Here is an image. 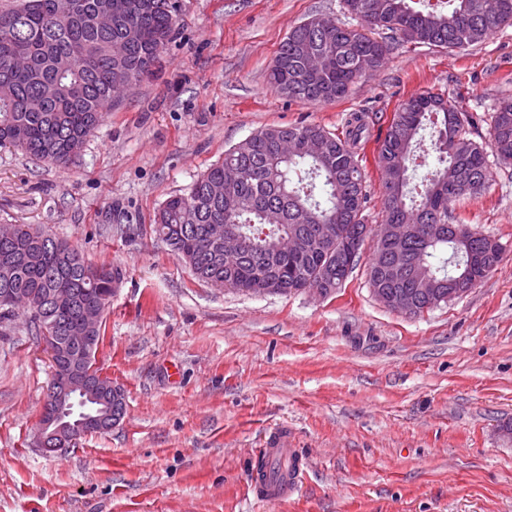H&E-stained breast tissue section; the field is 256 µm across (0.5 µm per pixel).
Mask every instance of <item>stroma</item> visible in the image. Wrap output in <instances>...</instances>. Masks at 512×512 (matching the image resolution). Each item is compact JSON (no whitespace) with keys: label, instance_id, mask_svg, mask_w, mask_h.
Masks as SVG:
<instances>
[{"label":"stroma","instance_id":"stroma-1","mask_svg":"<svg viewBox=\"0 0 512 512\" xmlns=\"http://www.w3.org/2000/svg\"><path fill=\"white\" fill-rule=\"evenodd\" d=\"M153 74L115 97L72 164L0 148V225L36 224L121 280L97 365L126 397L107 433L60 455L34 445L51 380L27 318L0 331V512H512V163L489 155L455 223L505 247L465 295L417 316L381 304L370 251L328 297L250 295L195 280L152 231L157 210L257 130L304 122L342 133L365 114L366 224L382 222L378 142L398 106L430 91L484 116L512 97V26L467 51L393 44L337 100L268 82L300 23L361 21L343 0H172ZM288 427L308 468L284 503L249 479Z\"/></svg>","mask_w":512,"mask_h":512}]
</instances>
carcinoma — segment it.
Instances as JSON below:
<instances>
[{
  "mask_svg": "<svg viewBox=\"0 0 512 512\" xmlns=\"http://www.w3.org/2000/svg\"><path fill=\"white\" fill-rule=\"evenodd\" d=\"M110 0H17L0 10V147H15L53 166L65 167L97 128L114 94L152 71L174 25L171 0H127L129 9L103 29L97 16ZM444 12L415 11L407 0H344L362 29L335 24L344 40L324 42L316 19L296 26L280 44L269 70L270 83L290 99L317 104L345 96L364 73L362 63L380 67L389 45L369 35L388 30L404 43L461 52L512 25V0H451ZM325 57L321 70L309 72L304 58ZM481 117L465 112L453 97L431 92L413 96L394 112L378 150L383 173L384 222L450 224L449 206L478 194L489 180L487 150L512 160V98L498 102L490 138L468 137ZM434 129L437 165L419 196L409 188V168L426 124ZM365 126L361 117L343 136L314 124L264 128L224 151L182 194L169 197L155 216L153 232L165 241L199 281L240 290L278 279L281 295L311 279L320 281L326 264L334 266L330 295L341 287L357 261L343 251L330 257L315 241L316 225L334 224L345 235L365 227L367 191L355 144ZM243 173L237 200L230 206L211 194L224 179V167ZM210 224H232L246 248L224 262L207 239ZM294 232L300 249L274 255L279 237ZM487 239L458 244L448 237L410 240L397 248L402 261H420L429 279L448 289L463 277L475 287L501 261L493 251L483 261ZM112 268L89 265L82 253L48 231L15 225L11 238L0 237V295L13 294L30 306V323L39 336L68 341L84 305L112 303ZM369 282L386 298L403 292L424 304L420 289L403 279L388 283L375 272Z\"/></svg>",
  "mask_w": 512,
  "mask_h": 512,
  "instance_id": "carcinoma-1",
  "label": "carcinoma"
}]
</instances>
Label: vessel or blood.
Wrapping results in <instances>:
<instances>
[{"label":"vessel or blood","mask_w":512,"mask_h":512,"mask_svg":"<svg viewBox=\"0 0 512 512\" xmlns=\"http://www.w3.org/2000/svg\"><path fill=\"white\" fill-rule=\"evenodd\" d=\"M261 454L269 462L287 463L286 478L281 482L262 480L259 474H252L250 486L257 499L273 502L283 501L297 493L304 476L302 461L295 449L288 443V432L284 429L270 433L265 439Z\"/></svg>","instance_id":"obj_1"}]
</instances>
